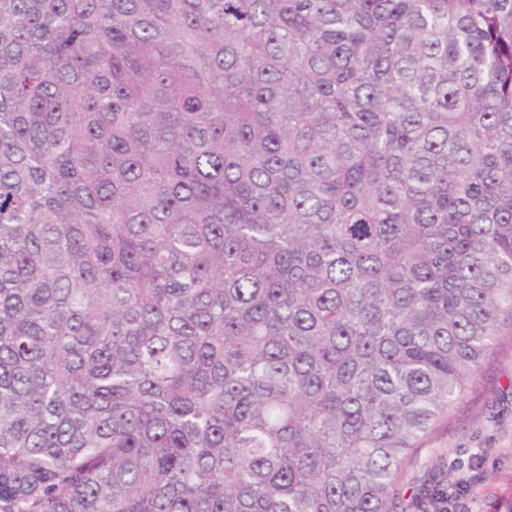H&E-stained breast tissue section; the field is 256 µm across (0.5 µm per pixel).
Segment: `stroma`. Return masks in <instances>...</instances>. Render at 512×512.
<instances>
[{"label":"stroma","instance_id":"stroma-1","mask_svg":"<svg viewBox=\"0 0 512 512\" xmlns=\"http://www.w3.org/2000/svg\"><path fill=\"white\" fill-rule=\"evenodd\" d=\"M441 464L452 483L481 473L467 496L471 512H512V336L503 337L477 384L415 449L403 488L422 483Z\"/></svg>","mask_w":512,"mask_h":512}]
</instances>
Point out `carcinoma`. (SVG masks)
Masks as SVG:
<instances>
[{"mask_svg":"<svg viewBox=\"0 0 512 512\" xmlns=\"http://www.w3.org/2000/svg\"><path fill=\"white\" fill-rule=\"evenodd\" d=\"M512 336V0H0V512H415Z\"/></svg>","mask_w":512,"mask_h":512,"instance_id":"1","label":"carcinoma"}]
</instances>
